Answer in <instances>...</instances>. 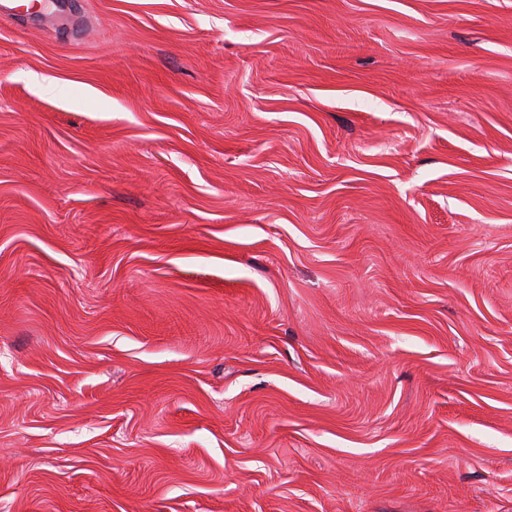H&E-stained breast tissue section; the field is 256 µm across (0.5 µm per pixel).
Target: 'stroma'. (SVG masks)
Returning a JSON list of instances; mask_svg holds the SVG:
<instances>
[{"mask_svg":"<svg viewBox=\"0 0 512 512\" xmlns=\"http://www.w3.org/2000/svg\"><path fill=\"white\" fill-rule=\"evenodd\" d=\"M0 512H512V0H14Z\"/></svg>","mask_w":512,"mask_h":512,"instance_id":"stroma-1","label":"stroma"}]
</instances>
